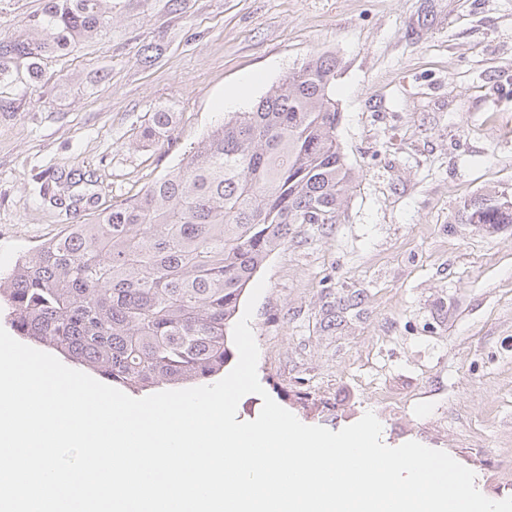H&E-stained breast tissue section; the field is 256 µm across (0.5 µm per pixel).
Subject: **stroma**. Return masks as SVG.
Returning <instances> with one entry per match:
<instances>
[{"label": "stroma", "instance_id": "obj_1", "mask_svg": "<svg viewBox=\"0 0 512 512\" xmlns=\"http://www.w3.org/2000/svg\"><path fill=\"white\" fill-rule=\"evenodd\" d=\"M44 0H0L28 40ZM111 27L47 59L40 100L0 118V274L142 193L313 53L340 61L336 140L352 172L333 224L292 225L258 270V378L302 423L365 413L390 447L448 453L512 497V224L464 201L512 193V0H112ZM160 48L152 67L139 54ZM248 84L233 109L225 93ZM172 129L149 144L157 108ZM75 172L91 184L66 187ZM173 124L172 112L158 109L152 113L147 125L140 131V139L143 142L153 141L159 135L168 132ZM497 192L475 198L464 204L463 217L466 223L477 224L479 228H494L499 224H512V206L503 208Z\"/></svg>", "mask_w": 512, "mask_h": 512}]
</instances>
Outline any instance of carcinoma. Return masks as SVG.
Returning a JSON list of instances; mask_svg holds the SVG:
<instances>
[{"label": "carcinoma", "mask_w": 512, "mask_h": 512, "mask_svg": "<svg viewBox=\"0 0 512 512\" xmlns=\"http://www.w3.org/2000/svg\"><path fill=\"white\" fill-rule=\"evenodd\" d=\"M106 0H47L29 19L40 37L0 39V81L22 92L41 82L39 61L105 30ZM339 62L316 53L249 110L214 127L180 167L142 195L71 224L0 277L13 330L135 392L220 374L228 330L257 269L293 224H334L351 171L336 141L331 88ZM158 109L144 142L168 132ZM468 224H512L497 193L464 205Z\"/></svg>", "instance_id": "obj_1"}]
</instances>
